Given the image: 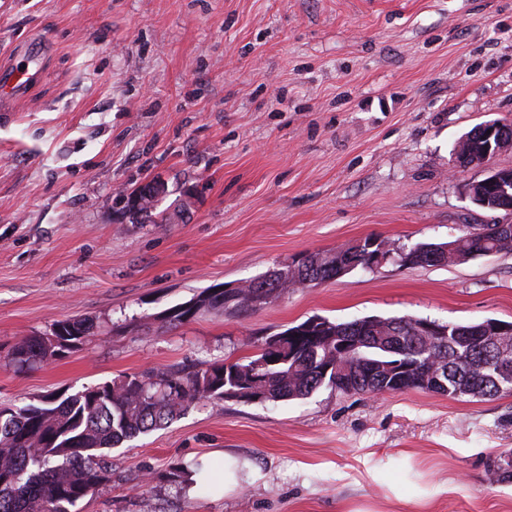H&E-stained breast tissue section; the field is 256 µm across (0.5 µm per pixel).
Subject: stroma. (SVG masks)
Listing matches in <instances>:
<instances>
[{
	"mask_svg": "<svg viewBox=\"0 0 512 512\" xmlns=\"http://www.w3.org/2000/svg\"><path fill=\"white\" fill-rule=\"evenodd\" d=\"M0 407L124 373L255 355L313 316L512 322V251L462 265L358 269L262 310L162 326L204 288L240 285L369 235L409 247L512 224L467 193L476 124H512V0H0ZM156 223L115 196L151 179ZM100 325L80 350L17 369L53 321ZM512 395L419 389L227 398L111 449L74 512H512ZM261 476L219 492L224 459ZM209 462L213 483L189 468Z\"/></svg>",
	"mask_w": 512,
	"mask_h": 512,
	"instance_id": "obj_1",
	"label": "stroma"
}]
</instances>
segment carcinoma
Segmentation results:
<instances>
[{
  "instance_id": "cac0c4a2",
  "label": "carcinoma",
  "mask_w": 512,
  "mask_h": 512,
  "mask_svg": "<svg viewBox=\"0 0 512 512\" xmlns=\"http://www.w3.org/2000/svg\"><path fill=\"white\" fill-rule=\"evenodd\" d=\"M480 127L456 143L454 154L468 166L481 150ZM339 249L360 267L372 269L366 243ZM462 254L474 251L512 250V224L499 236H482L469 230L453 240ZM427 243L409 248L387 245L390 263L436 266L426 258ZM330 255L306 254L273 268L247 284L229 291L206 288L192 303L196 314L255 312L290 288L325 282ZM411 316L364 318L337 323L319 318L317 331L287 340L289 359L271 365L267 347L282 333L298 330L303 321L264 339L258 354L234 361L213 363L187 374L146 372L122 375L88 387L62 400L47 397L40 404L0 409V512H71L112 476V463L104 450L168 424L190 407L233 397L245 383L256 382L255 391L241 395L245 402L305 399L323 386L344 393L374 396L426 389L453 399H495L512 395V342L476 338V324L441 323L445 336L417 337L411 333ZM62 336H29L11 348V360L30 367L55 360L82 346L96 322L89 317H66L53 323ZM429 363L444 383L425 387L418 383L415 365Z\"/></svg>"
}]
</instances>
